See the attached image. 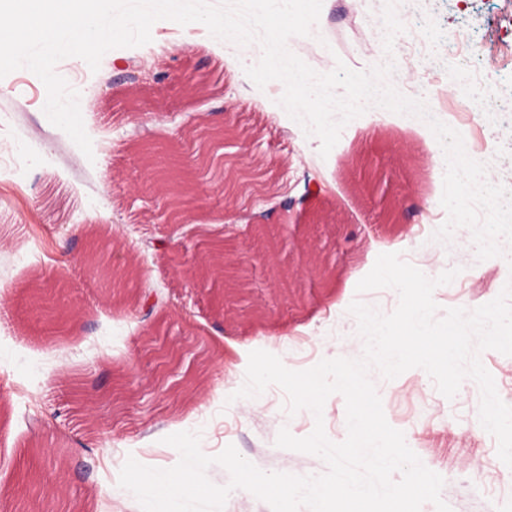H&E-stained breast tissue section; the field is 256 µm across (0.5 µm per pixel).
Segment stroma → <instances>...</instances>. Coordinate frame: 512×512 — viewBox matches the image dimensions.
Wrapping results in <instances>:
<instances>
[{"instance_id":"obj_1","label":"stroma","mask_w":512,"mask_h":512,"mask_svg":"<svg viewBox=\"0 0 512 512\" xmlns=\"http://www.w3.org/2000/svg\"><path fill=\"white\" fill-rule=\"evenodd\" d=\"M385 0H323L311 36L291 37L288 49L320 73L337 62L364 71L394 59L389 81L425 99L459 129L473 159L512 190V0H401L405 26L386 57L378 25ZM150 43L115 48L98 70L71 58L89 89L82 113L93 154L85 156L47 119L42 81L21 68L0 79V151L21 149L26 164L0 168V512H17L16 498L36 497L44 512H141L120 487L128 457L166 469L176 463L164 437L200 434L202 451L227 445L259 469L319 475L317 456L278 448L281 428L297 437L314 428L310 411L288 414L286 395L269 386L236 398L254 350L287 355L294 369L320 360L359 358L363 339L353 301L392 313V289L357 292L383 253L431 276L470 266L435 289L440 309L473 310L498 296L512 273L496 259L478 260L472 233L456 229L434 240L446 221L443 176L431 157L439 144L416 117L369 108L350 121L328 156L278 101L281 82L259 89L246 76L259 44L228 46L205 26L159 20ZM478 91L477 109L457 107ZM231 122L241 135V164L265 172L259 199L227 210L217 181L190 183L191 211L169 231L151 206L162 189L138 159L146 146L187 140L202 126ZM379 177L360 195L356 157ZM318 182L320 197L305 194ZM112 225V258L134 268L130 288L110 297L108 286L79 260L90 234ZM284 224L287 239L251 273L248 304L268 306L261 321L224 317L209 290L183 273L198 252L199 230L233 238L240 257L257 250L252 225ZM293 269L301 304L280 297L270 266ZM66 282L61 317L51 321L33 300L36 275ZM387 421L403 432L423 464L440 474L441 497L452 512H512V468L478 420L480 390L464 380L451 399L413 368L387 380L370 371Z\"/></svg>"}]
</instances>
